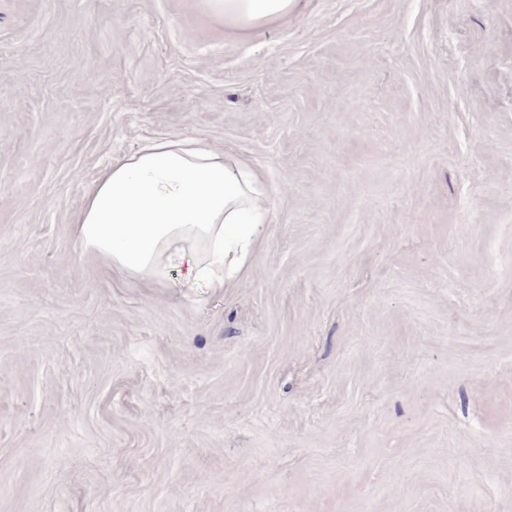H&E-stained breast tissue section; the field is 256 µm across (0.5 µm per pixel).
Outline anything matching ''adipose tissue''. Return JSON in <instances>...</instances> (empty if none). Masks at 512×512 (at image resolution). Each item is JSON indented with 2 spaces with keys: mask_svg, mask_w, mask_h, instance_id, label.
<instances>
[{
  "mask_svg": "<svg viewBox=\"0 0 512 512\" xmlns=\"http://www.w3.org/2000/svg\"><path fill=\"white\" fill-rule=\"evenodd\" d=\"M225 29L249 36L292 13L296 0H202ZM257 174L202 141H145L114 158L88 186L72 224L83 251L112 270L150 284L167 281L166 259L181 278L210 291L245 274L266 220Z\"/></svg>",
  "mask_w": 512,
  "mask_h": 512,
  "instance_id": "adipose-tissue-1",
  "label": "adipose tissue"
}]
</instances>
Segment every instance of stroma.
<instances>
[{
  "label": "stroma",
  "instance_id": "1",
  "mask_svg": "<svg viewBox=\"0 0 512 512\" xmlns=\"http://www.w3.org/2000/svg\"><path fill=\"white\" fill-rule=\"evenodd\" d=\"M174 136L266 190L214 293L72 234ZM0 512H512V0H0ZM296 0H203L204 10L231 32L250 36L288 17Z\"/></svg>",
  "mask_w": 512,
  "mask_h": 512
}]
</instances>
